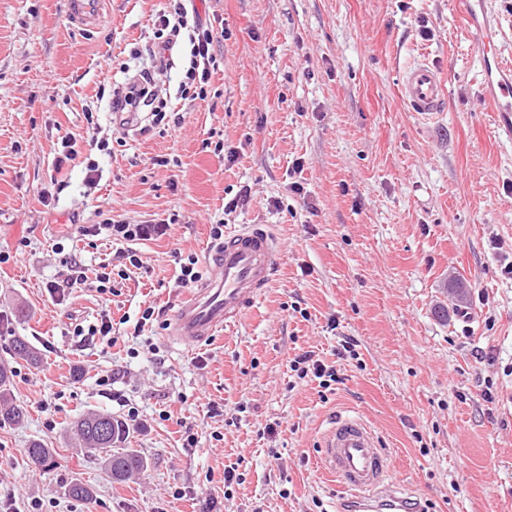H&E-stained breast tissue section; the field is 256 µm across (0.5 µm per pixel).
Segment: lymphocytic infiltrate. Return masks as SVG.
Wrapping results in <instances>:
<instances>
[{
    "label": "lymphocytic infiltrate",
    "mask_w": 512,
    "mask_h": 512,
    "mask_svg": "<svg viewBox=\"0 0 512 512\" xmlns=\"http://www.w3.org/2000/svg\"><path fill=\"white\" fill-rule=\"evenodd\" d=\"M183 39L190 45L191 59L181 94L206 99L211 72L217 66L213 53L217 35L199 14L188 12L184 0H173L154 20V40L148 48L150 66L143 70L141 80L115 85L112 91L110 109L118 114L121 126H137V114L145 108L150 111L153 126L168 125L165 111L167 102L159 96L158 78L171 68L172 51ZM64 264L67 268L64 278L50 281L47 285V291L54 301H62L66 292L85 284L90 285L98 294L111 295V261L99 262L95 278L91 281L87 280L76 258L66 257Z\"/></svg>",
    "instance_id": "f902f5d3"
}]
</instances>
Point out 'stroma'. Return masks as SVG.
<instances>
[{
  "mask_svg": "<svg viewBox=\"0 0 512 512\" xmlns=\"http://www.w3.org/2000/svg\"><path fill=\"white\" fill-rule=\"evenodd\" d=\"M168 3L103 0L101 21L81 28L67 0H0V361L13 336L40 352L34 366L12 361L27 416L0 425V492L18 512L34 498L48 512H203L208 499L219 512H336L344 490L323 475L319 442L342 414L374 427L398 483L431 512H512V280L501 274L512 139L482 103V32L461 0H192L224 32L208 98L182 99L178 50L161 95L180 129L122 131L112 84L139 75L133 53ZM423 59L449 77L447 108L428 122L399 90L402 69ZM88 109L108 150L79 146L56 170L60 137L85 134ZM244 189L243 206L225 211ZM106 216L171 226L133 241L79 233ZM220 221L278 237L262 298L194 347L157 326L134 336L145 307L172 316L186 294L176 254L205 259ZM66 253L90 278L106 257L126 271L111 305L88 288L51 302L46 284ZM106 306L116 345L78 346L74 325ZM346 337L358 359L337 358ZM306 351L336 367L334 390L290 370ZM106 374L116 396L97 384ZM131 409L128 445L150 467L115 483L74 448L69 425ZM34 441L53 449L52 464L30 463ZM230 467L242 481L228 489ZM74 479L91 499L65 495Z\"/></svg>",
  "mask_w": 512,
  "mask_h": 512,
  "instance_id": "stroma-1",
  "label": "stroma"
}]
</instances>
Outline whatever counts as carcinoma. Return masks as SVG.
Listing matches in <instances>:
<instances>
[{
  "mask_svg": "<svg viewBox=\"0 0 512 512\" xmlns=\"http://www.w3.org/2000/svg\"><path fill=\"white\" fill-rule=\"evenodd\" d=\"M9 350L16 360L34 363L39 360V351L23 336L11 337ZM25 416V408L14 398L12 367L0 362V423L19 424ZM130 430L126 421L105 411L87 413L70 427L77 447L94 456L112 481L119 483L142 475L149 468L145 456L134 448L124 447ZM53 453L54 449L38 441L31 442L27 448L28 457L36 465L47 464Z\"/></svg>",
  "mask_w": 512,
  "mask_h": 512,
  "instance_id": "cac0c4a2",
  "label": "carcinoma"
}]
</instances>
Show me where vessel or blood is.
<instances>
[{
    "label": "vessel or blood",
    "mask_w": 512,
    "mask_h": 512,
    "mask_svg": "<svg viewBox=\"0 0 512 512\" xmlns=\"http://www.w3.org/2000/svg\"><path fill=\"white\" fill-rule=\"evenodd\" d=\"M102 0H68L70 22L99 23ZM484 105L498 127L512 137V60L499 47L498 33L486 29L477 44ZM401 96L424 121L446 107V86L439 69L420 60L402 76ZM281 258L277 236L265 224L233 229L208 255L209 275L180 302L169 322L170 337L191 345L235 325L269 288ZM321 467L347 490L336 512H421L410 493L391 478V456L371 425L359 417L337 416L319 445Z\"/></svg>",
    "instance_id": "1"
}]
</instances>
